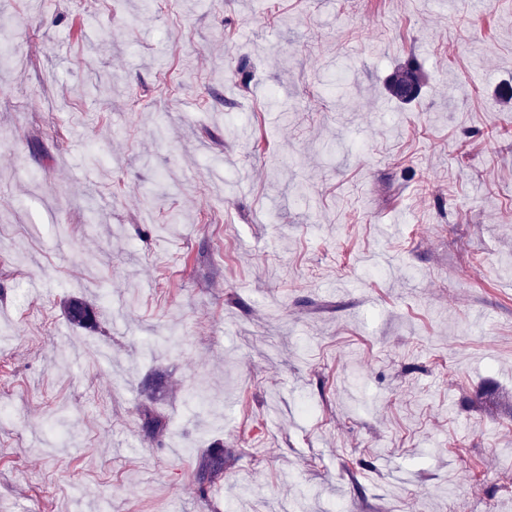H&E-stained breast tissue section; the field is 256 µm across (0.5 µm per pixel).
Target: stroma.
<instances>
[{
	"label": "stroma",
	"instance_id": "obj_1",
	"mask_svg": "<svg viewBox=\"0 0 512 512\" xmlns=\"http://www.w3.org/2000/svg\"><path fill=\"white\" fill-rule=\"evenodd\" d=\"M1 22L0 512H512V0ZM405 81H410L415 86L412 94L406 96L403 95V90L401 88L402 83ZM421 88L422 83L418 69L415 67V65L408 64L397 69V71L390 78L386 89L391 97L396 98L401 102H410L419 95ZM95 307L84 297H70L63 303L64 314L81 328H93L96 326ZM224 478V448L217 445L210 448L200 457L194 473V479L199 485L200 493H205L208 487Z\"/></svg>",
	"mask_w": 512,
	"mask_h": 512
}]
</instances>
